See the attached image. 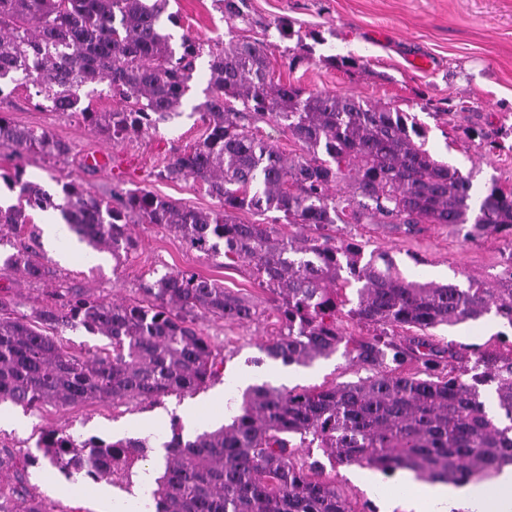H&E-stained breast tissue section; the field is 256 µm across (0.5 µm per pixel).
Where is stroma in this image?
Wrapping results in <instances>:
<instances>
[{"label": "stroma", "instance_id": "35a3bbf8", "mask_svg": "<svg viewBox=\"0 0 512 512\" xmlns=\"http://www.w3.org/2000/svg\"><path fill=\"white\" fill-rule=\"evenodd\" d=\"M168 10L176 18L169 28L174 38H217L226 30L214 0H170ZM249 10L260 23L284 17L294 29L323 39L315 47V59L290 71L281 68L279 55H272L281 81L313 91H350L416 113L425 125L430 153L472 173L476 190L494 182L512 185V0H250ZM333 54L355 57L360 66L344 71L325 64V57ZM428 99L450 100L459 110L449 120L429 114L421 108ZM1 112L18 126L48 130L74 146L80 160L56 161L36 153L18 158L4 150L0 176L20 166L26 179L53 193L72 180L103 197L118 186L139 187L190 209L217 206L192 181L157 176L174 149L200 138L201 127L188 116L176 118L160 133L107 143L77 116L36 107L22 89L0 99ZM480 131L501 142V150L489 155L480 149ZM132 232L136 246L118 262L77 254L64 263L49 252L44 261L69 285L128 302L139 299L142 281L168 271L192 272L253 301L263 316L244 325L199 321V332L221 350L224 367L217 380L194 394L172 395L157 405L47 404L35 412L2 403L0 446L35 451L40 431L52 428L108 438L118 429L138 432L146 419L151 422L149 434L162 441L171 434L172 418L190 415L200 427H213L229 419L251 379L276 369V362L265 359L260 349L275 335L276 317L248 266L225 267L223 258L189 248L157 224H136ZM356 239L365 252L391 256L408 278L462 286L471 277L494 283L511 254L503 240L473 242L436 224L411 238L361 226ZM296 374L301 387L355 382L365 372L338 354L297 368ZM46 471L43 465L28 468L26 479L30 491L45 499L52 512H109V504L93 495V480L73 481L60 474L50 480Z\"/></svg>", "mask_w": 512, "mask_h": 512}]
</instances>
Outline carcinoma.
<instances>
[{"mask_svg": "<svg viewBox=\"0 0 512 512\" xmlns=\"http://www.w3.org/2000/svg\"><path fill=\"white\" fill-rule=\"evenodd\" d=\"M227 40L184 36L174 47L164 21L168 0H0V98L34 90L36 106L76 114L109 142L156 133L182 115L185 96L207 58L204 99L194 106L204 132L157 172L191 180L217 208H183L143 188L100 198L77 182L62 196L24 178L18 203L0 206V240L21 236L30 212L53 209L95 253L119 261L135 246L131 225L160 224L191 249L252 268L275 305L279 330L262 351L285 366L308 367L339 349L367 372L356 382L245 390L231 423L194 436L173 425L161 444L152 492L155 512H356L325 464L400 470L420 481L481 484L512 464V351L434 342L428 330L492 315L512 330V254L489 285L405 278L392 259L364 257L352 229L388 226L415 237L441 224L467 240L501 238L512 248V189L479 194L473 175L435 159L415 117L350 93L310 91L269 77L278 41L289 70L313 59L312 47L286 20L262 25V38H240L256 23L250 0H215ZM112 100L99 111L94 98ZM274 125L299 144L285 153L265 136ZM0 148L64 158L71 146L46 130L19 127L0 113ZM240 211L276 217L243 223ZM58 278L26 244L0 261V278ZM146 302L107 300L85 288H53L23 311L24 299L0 289V403L160 404L194 394L220 376L223 354L196 330L216 318L248 323L261 312L214 280L168 272L142 288ZM367 324L345 335L343 318ZM84 329L107 343L85 355L63 332ZM417 365L413 374L399 368ZM41 455L0 448V512H49L29 494L27 468L43 462L65 477L97 481L121 475L154 451L152 436L107 440L56 429L41 432ZM320 448L327 462L306 456Z\"/></svg>", "mask_w": 512, "mask_h": 512, "instance_id": "carcinoma-1", "label": "carcinoma"}]
</instances>
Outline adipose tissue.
I'll list each match as a JSON object with an SVG mask.
<instances>
[{"label":"adipose tissue","mask_w":512,"mask_h":512,"mask_svg":"<svg viewBox=\"0 0 512 512\" xmlns=\"http://www.w3.org/2000/svg\"><path fill=\"white\" fill-rule=\"evenodd\" d=\"M407 512H512V465L490 486L443 482L414 485Z\"/></svg>","instance_id":"adipose-tissue-1"}]
</instances>
